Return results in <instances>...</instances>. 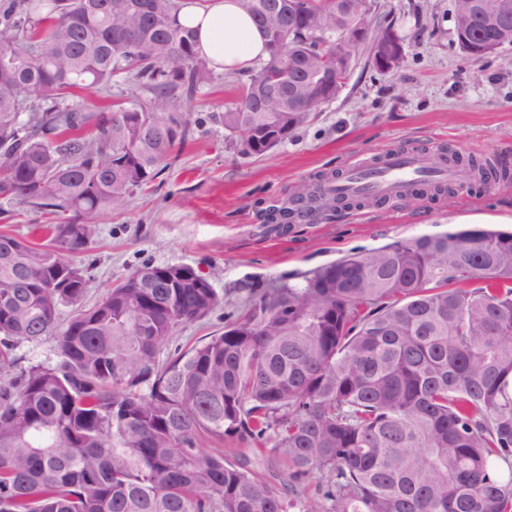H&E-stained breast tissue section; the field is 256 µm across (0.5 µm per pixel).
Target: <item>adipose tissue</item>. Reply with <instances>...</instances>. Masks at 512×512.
Masks as SVG:
<instances>
[{"label":"adipose tissue","mask_w":512,"mask_h":512,"mask_svg":"<svg viewBox=\"0 0 512 512\" xmlns=\"http://www.w3.org/2000/svg\"><path fill=\"white\" fill-rule=\"evenodd\" d=\"M177 20L197 29L199 53L215 70L244 71L267 56L264 36L240 0H195Z\"/></svg>","instance_id":"ef3b65f1"}]
</instances>
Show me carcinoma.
<instances>
[{"instance_id":"carcinoma-1","label":"carcinoma","mask_w":512,"mask_h":512,"mask_svg":"<svg viewBox=\"0 0 512 512\" xmlns=\"http://www.w3.org/2000/svg\"><path fill=\"white\" fill-rule=\"evenodd\" d=\"M267 57L224 106L242 155L288 140L346 84L289 98L302 57L334 56L366 0H241ZM179 0H0V196L60 219L35 244L0 233V512H512V232L461 225L328 263L265 289L224 331L182 351L221 303L187 265L145 264L82 305L100 219L153 182L187 139L211 69ZM473 59L512 20L456 34ZM389 46L376 33L367 64ZM132 86L110 112L82 93ZM271 88L287 98L268 111ZM482 184L496 170L470 161ZM57 363L16 371L17 340ZM284 458L260 477L207 438Z\"/></svg>"}]
</instances>
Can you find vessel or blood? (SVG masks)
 Wrapping results in <instances>:
<instances>
[{"label":"vessel or blood","instance_id":"vessel-or-blood-1","mask_svg":"<svg viewBox=\"0 0 512 512\" xmlns=\"http://www.w3.org/2000/svg\"><path fill=\"white\" fill-rule=\"evenodd\" d=\"M461 177L462 172L458 168L431 165L421 152H391L371 166L358 162L350 164L341 178L323 185L321 191L338 196L369 193L390 199L411 193L422 183L453 185Z\"/></svg>","mask_w":512,"mask_h":512}]
</instances>
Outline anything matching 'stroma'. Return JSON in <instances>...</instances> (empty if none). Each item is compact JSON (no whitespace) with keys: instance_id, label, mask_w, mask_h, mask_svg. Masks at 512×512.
Instances as JSON below:
<instances>
[{"instance_id":"35a3bbf8","label":"stroma","mask_w":512,"mask_h":512,"mask_svg":"<svg viewBox=\"0 0 512 512\" xmlns=\"http://www.w3.org/2000/svg\"><path fill=\"white\" fill-rule=\"evenodd\" d=\"M372 4L380 20L400 28L402 64L380 73L364 51H353L336 99L265 155L241 156L220 120L244 74L217 71L202 84L183 105L196 119L185 143L148 187L102 217L93 244L77 256L86 305L143 264L191 266L222 302L179 333V344L190 346L223 331L264 289L297 283L345 255L466 222L512 230V44L480 60L467 57L454 35L455 0ZM394 150L489 157L509 176L486 190L462 182L438 195L339 209L285 227L266 223V211L299 185ZM55 221L0 198V233L39 243Z\"/></svg>"}]
</instances>
